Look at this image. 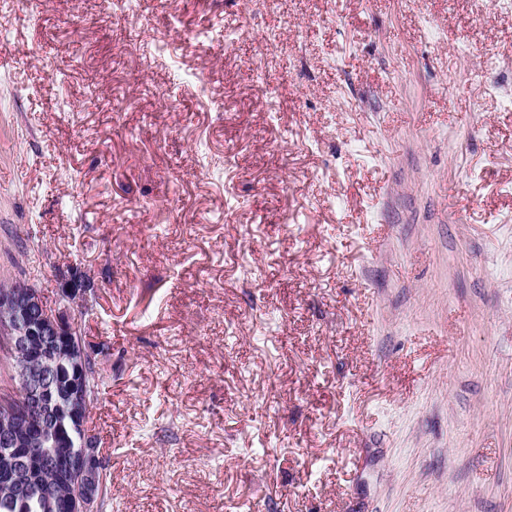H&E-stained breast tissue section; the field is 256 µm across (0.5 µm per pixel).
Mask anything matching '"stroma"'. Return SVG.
I'll use <instances>...</instances> for the list:
<instances>
[{
	"instance_id": "35a3bbf8",
	"label": "stroma",
	"mask_w": 512,
	"mask_h": 512,
	"mask_svg": "<svg viewBox=\"0 0 512 512\" xmlns=\"http://www.w3.org/2000/svg\"><path fill=\"white\" fill-rule=\"evenodd\" d=\"M74 273L110 512H512V0H0V283Z\"/></svg>"
}]
</instances>
